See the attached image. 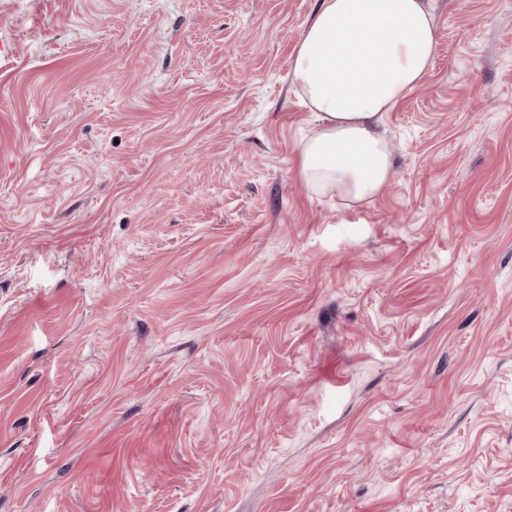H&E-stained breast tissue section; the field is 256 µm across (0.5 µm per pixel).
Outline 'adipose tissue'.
I'll return each mask as SVG.
<instances>
[{
	"instance_id": "1",
	"label": "adipose tissue",
	"mask_w": 512,
	"mask_h": 512,
	"mask_svg": "<svg viewBox=\"0 0 512 512\" xmlns=\"http://www.w3.org/2000/svg\"><path fill=\"white\" fill-rule=\"evenodd\" d=\"M436 51L431 0H321L291 67L315 120L298 163L311 194L351 206L392 180L379 125L422 83Z\"/></svg>"
}]
</instances>
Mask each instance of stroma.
Here are the masks:
<instances>
[{"instance_id":"obj_1","label":"stroma","mask_w":512,"mask_h":512,"mask_svg":"<svg viewBox=\"0 0 512 512\" xmlns=\"http://www.w3.org/2000/svg\"><path fill=\"white\" fill-rule=\"evenodd\" d=\"M319 2L0 0V512H512V0H434L349 208Z\"/></svg>"}]
</instances>
